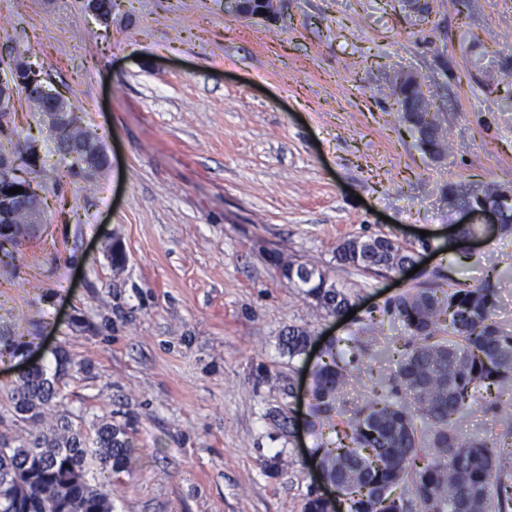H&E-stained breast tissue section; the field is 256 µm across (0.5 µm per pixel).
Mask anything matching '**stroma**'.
<instances>
[{
    "instance_id": "1",
    "label": "stroma",
    "mask_w": 512,
    "mask_h": 512,
    "mask_svg": "<svg viewBox=\"0 0 512 512\" xmlns=\"http://www.w3.org/2000/svg\"><path fill=\"white\" fill-rule=\"evenodd\" d=\"M424 3L421 18L407 0H277L270 19L226 14L224 0H119L104 25L84 0H0V44L81 112L108 157L64 179L16 94L9 134L40 139L46 222L20 270L0 255V337L25 343L15 364L55 371L61 347L72 358L43 428L65 413L131 429L129 471L95 476L112 512H303L319 482L308 420L320 346L436 271L492 281L495 320L512 331V233L444 251L461 221L449 187L512 191V0ZM400 72L441 119L442 158L396 110ZM380 235L419 271L337 264L343 240ZM279 257L325 274L354 316L319 309ZM292 326L315 346L291 358L280 338ZM278 409L293 411L295 436L277 429ZM457 427L507 430L482 401Z\"/></svg>"
}]
</instances>
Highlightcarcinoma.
<instances>
[{
	"label": "carcinoma",
	"instance_id": "obj_1",
	"mask_svg": "<svg viewBox=\"0 0 512 512\" xmlns=\"http://www.w3.org/2000/svg\"><path fill=\"white\" fill-rule=\"evenodd\" d=\"M407 112L404 120L435 156L445 140L437 114ZM63 140L84 147L103 161L102 145L78 125ZM454 203L477 206L481 199L465 185L455 188ZM24 242L0 231V252L12 260ZM336 260L367 273L383 275L412 265L415 254L383 235L351 238L336 248ZM286 277L307 286V296L332 316L343 315L349 297L326 276L304 266L281 264ZM446 277L426 283L391 302L383 314L402 324L401 360L396 377L373 380L371 396L348 408L342 392L348 367L376 341L374 336L331 340L311 390L314 452L327 477L336 483V512H512V442L498 444L463 436L454 426L492 389L512 384V332L495 321V289H447ZM311 343L307 330L290 327L280 339L288 356L303 354ZM58 371L48 376L38 363L25 369L7 393L13 416L36 426L15 446L0 434V488L30 503L34 512H112L102 486L89 480L91 466L101 472L126 470L135 453L124 425L96 424L94 436L63 415L44 430L45 409L58 396L68 353L56 355ZM427 424L416 428V418ZM509 448L508 453L497 447Z\"/></svg>",
	"mask_w": 512,
	"mask_h": 512
}]
</instances>
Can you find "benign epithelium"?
I'll return each instance as SVG.
<instances>
[{"instance_id":"obj_1","label":"benign epithelium","mask_w":512,"mask_h":512,"mask_svg":"<svg viewBox=\"0 0 512 512\" xmlns=\"http://www.w3.org/2000/svg\"><path fill=\"white\" fill-rule=\"evenodd\" d=\"M260 0H225V11L236 16H253L263 14L262 9L256 8ZM114 3L112 0H86V9L100 22H105L112 14ZM21 87L30 101L43 104L39 112V124L48 130L55 139L57 154L62 157L73 172L81 177L93 172L89 168V156L81 150L65 148L61 139L62 130L71 125L81 123V117L66 101L64 96L49 89L42 82L37 70L27 67L26 77L5 72L0 75V117L7 118L14 104V87ZM421 93L417 77L409 72L400 76L397 82V99L404 102L402 110L405 112L419 111L417 94ZM40 161L38 144L34 141L18 143L10 151L0 153V217L11 210L15 203L25 199H34V203L28 205L31 221L22 227L20 235L30 234L37 226L45 223V208L42 203L41 189L32 185L24 188L18 194L9 192L13 185V178L19 175V165L24 164L29 168ZM499 205H481L479 207H460L458 211L467 224H480L483 233L490 234L498 231L499 225L504 223V214L512 205V195H498Z\"/></svg>"}]
</instances>
